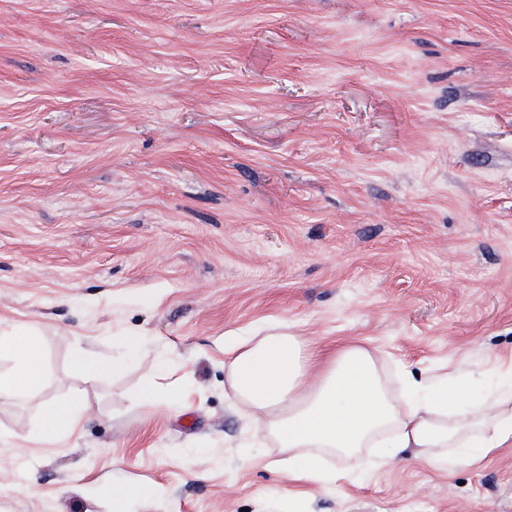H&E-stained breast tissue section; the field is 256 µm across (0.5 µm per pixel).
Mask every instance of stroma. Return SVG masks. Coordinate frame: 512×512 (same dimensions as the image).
<instances>
[{
  "label": "stroma",
  "instance_id": "obj_1",
  "mask_svg": "<svg viewBox=\"0 0 512 512\" xmlns=\"http://www.w3.org/2000/svg\"><path fill=\"white\" fill-rule=\"evenodd\" d=\"M272 322L393 379L512 361V0H0V329L46 371L0 399V512H512V447L292 493L224 392ZM81 352L121 367L44 440ZM89 406L88 391L69 401L49 404L43 422V435L60 437L73 433L81 423ZM144 489L135 485L122 488L112 496L113 512H134L133 504L144 494Z\"/></svg>",
  "mask_w": 512,
  "mask_h": 512
}]
</instances>
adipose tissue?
<instances>
[{
    "mask_svg": "<svg viewBox=\"0 0 512 512\" xmlns=\"http://www.w3.org/2000/svg\"><path fill=\"white\" fill-rule=\"evenodd\" d=\"M0 397L38 391L42 352L28 330L0 331ZM233 400L249 418L264 421L266 436L287 453L288 475L298 484H324L323 453L358 465L364 448L390 454L416 450L441 469L453 457L478 462L512 445V367L484 391L454 375L439 383L404 374L393 391L376 352L344 344L319 358L286 325L262 335L237 336L224 350ZM89 406L87 396L48 405L43 433L71 434Z\"/></svg>",
    "mask_w": 512,
    "mask_h": 512,
    "instance_id": "adipose-tissue-1",
    "label": "adipose tissue"
}]
</instances>
